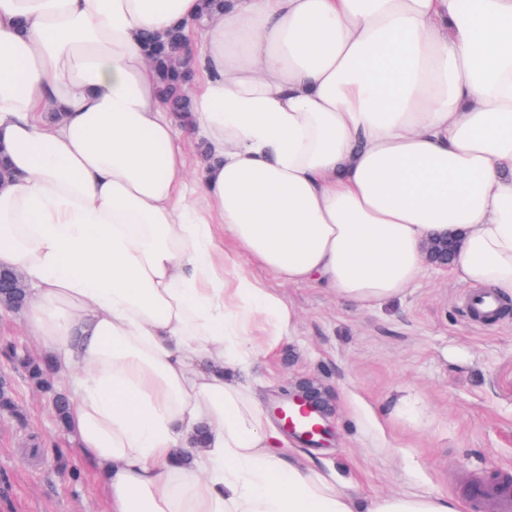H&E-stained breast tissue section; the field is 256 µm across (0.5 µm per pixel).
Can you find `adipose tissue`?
I'll return each instance as SVG.
<instances>
[{
	"mask_svg": "<svg viewBox=\"0 0 512 512\" xmlns=\"http://www.w3.org/2000/svg\"><path fill=\"white\" fill-rule=\"evenodd\" d=\"M205 3L0 0V269L75 455L109 512H462L285 453L241 377L297 313L241 263L369 307L447 236L458 281L512 298V0ZM175 28L187 115L142 47Z\"/></svg>",
	"mask_w": 512,
	"mask_h": 512,
	"instance_id": "adipose-tissue-1",
	"label": "adipose tissue"
}]
</instances>
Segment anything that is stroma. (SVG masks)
I'll list each match as a JSON object with an SVG mask.
<instances>
[{
  "instance_id": "stroma-1",
  "label": "stroma",
  "mask_w": 512,
  "mask_h": 512,
  "mask_svg": "<svg viewBox=\"0 0 512 512\" xmlns=\"http://www.w3.org/2000/svg\"><path fill=\"white\" fill-rule=\"evenodd\" d=\"M246 270L298 319L257 354L244 381L267 411L305 381L326 393L325 459L350 493L436 492L465 512H498L496 502H474L469 485L512 475V311L491 324L473 319L472 287L442 270L369 308L278 284L254 264ZM24 322L23 310H0V379L14 402L0 410V512H105L104 484L75 456L78 441L58 426L49 394L5 355L41 358Z\"/></svg>"
}]
</instances>
